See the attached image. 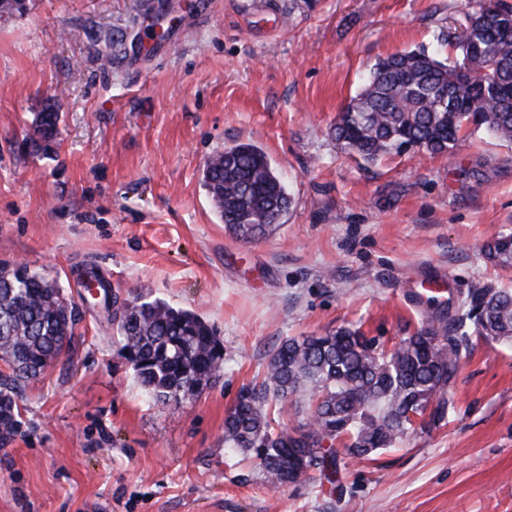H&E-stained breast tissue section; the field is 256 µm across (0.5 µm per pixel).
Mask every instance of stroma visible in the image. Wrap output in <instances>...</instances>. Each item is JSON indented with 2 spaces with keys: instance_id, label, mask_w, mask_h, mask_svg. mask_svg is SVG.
Masks as SVG:
<instances>
[{
  "instance_id": "stroma-1",
  "label": "stroma",
  "mask_w": 512,
  "mask_h": 512,
  "mask_svg": "<svg viewBox=\"0 0 512 512\" xmlns=\"http://www.w3.org/2000/svg\"><path fill=\"white\" fill-rule=\"evenodd\" d=\"M467 0H26L0 15V264L24 262L77 301L95 264L121 298L202 316L221 379L151 400L79 305L74 339L16 401L0 512H512V342L474 339L440 428L370 460L340 457L269 486L224 451V416L290 337L361 328L392 346L424 321L419 280L512 289L481 247L512 233V145L366 163L332 137L377 58L466 25ZM59 102L52 151L24 143ZM250 142L292 198L265 238L225 230L207 160Z\"/></svg>"
}]
</instances>
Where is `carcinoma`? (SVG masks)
Returning a JSON list of instances; mask_svg holds the SVG:
<instances>
[{
  "label": "carcinoma",
  "instance_id": "cac0c4a2",
  "mask_svg": "<svg viewBox=\"0 0 512 512\" xmlns=\"http://www.w3.org/2000/svg\"><path fill=\"white\" fill-rule=\"evenodd\" d=\"M455 44L456 58L440 59L448 45L387 55L364 75L332 128L336 142L374 163L403 146L446 154L484 131L512 145V5L474 0ZM59 112L37 114L26 145L46 150L54 141ZM207 189L225 229L252 243L265 237L291 200L265 152L237 143L210 158ZM485 256L512 265V234L483 246ZM85 287L82 301L112 312L118 355L157 402L179 389L199 390L221 376L224 347L195 313L140 299L127 302L100 285ZM391 348L360 329L284 340L270 357L263 380L240 390L224 417V447L258 461L267 483L282 487L310 471L329 492L343 491L338 455L369 459L409 434H428L454 409L455 383L472 338L512 341V289L479 285L454 314L438 308ZM75 306L57 282L29 267L0 268V359L12 375L0 379V447L22 431L16 388L35 379L72 344ZM308 398L302 429L275 427L269 400Z\"/></svg>",
  "mask_w": 512,
  "mask_h": 512
}]
</instances>
